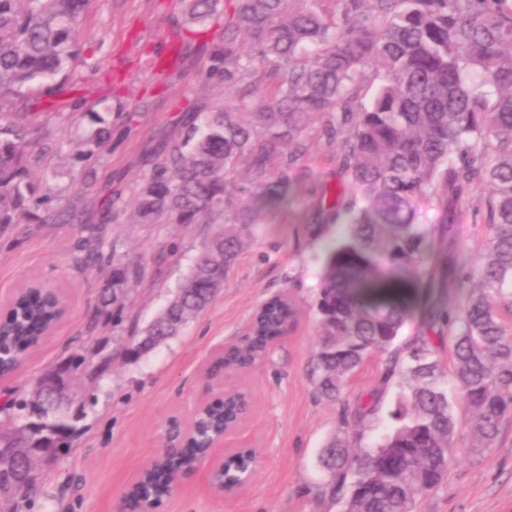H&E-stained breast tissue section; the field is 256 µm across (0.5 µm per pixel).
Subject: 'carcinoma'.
Returning a JSON list of instances; mask_svg holds the SVG:
<instances>
[{
	"instance_id": "1",
	"label": "carcinoma",
	"mask_w": 512,
	"mask_h": 512,
	"mask_svg": "<svg viewBox=\"0 0 512 512\" xmlns=\"http://www.w3.org/2000/svg\"><path fill=\"white\" fill-rule=\"evenodd\" d=\"M87 0H0V235L16 224L53 216L50 188L36 181L33 153L42 127L15 102L37 105L43 82L67 72L77 56ZM186 22L206 25L224 15L222 37L206 51L211 76L236 93L208 110L181 117L182 134L152 151L137 192V224H213L179 288L141 326L132 321L121 351L136 362L179 335L220 292L243 241L264 212L288 206L290 172L317 130L350 185L332 218L349 216L328 248L315 296L319 338L309 380L319 396L341 405L338 433L319 456L329 474L323 493L344 512H415L418 496L438 489L457 463L452 448L461 419L448 384L470 409L471 430L496 437L512 414V0H184ZM376 83L368 102L365 87ZM95 125L76 158H92L110 139L112 121ZM484 185L493 232L475 260L456 257L458 216L445 193L461 197ZM224 206V223L215 210ZM83 261L102 274L94 331L120 316L125 287L144 267L78 242ZM476 288L448 302L445 282ZM288 296L264 302L244 361L266 354L291 316ZM54 302L29 293L16 299L0 327V365H18L54 318ZM426 334L401 355L393 349L408 319ZM451 341L452 368L436 356L433 335ZM388 354L387 384L398 379L386 432L362 444L377 398L350 404L344 390L364 360ZM108 358L81 360L85 394L66 405L46 396L40 428L70 442L87 396ZM29 393L9 394L0 415L30 413ZM7 464L21 478L0 512L38 480L26 456ZM249 466L245 454L225 460L227 475ZM169 471L157 470L132 492L157 502L169 492Z\"/></svg>"
}]
</instances>
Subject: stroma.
Returning a JSON list of instances; mask_svg holds the SVG:
<instances>
[{
	"label": "stroma",
	"instance_id": "stroma-1",
	"mask_svg": "<svg viewBox=\"0 0 512 512\" xmlns=\"http://www.w3.org/2000/svg\"><path fill=\"white\" fill-rule=\"evenodd\" d=\"M222 18L204 32L187 26L181 0H89L79 28L78 58L66 78H55L41 100L38 121L47 150L36 173L47 179L57 210L76 209L80 223L20 224L0 236V304L25 283L39 279L65 289L68 312L44 342L8 376L0 391L29 389L59 357L72 353L97 360L126 333V320L148 322L163 308L212 227L208 224H134L130 217L139 185L158 143L178 137L181 112L213 105L224 84L209 77L201 43L222 33ZM183 54L167 60L175 32ZM92 112L111 114L112 137L91 163L72 153L92 126ZM296 199L273 212L248 239L221 293L182 332L139 361L114 358L94 398L84 408L82 431L59 460L44 465L37 488L18 512H122L124 494L139 471L164 446L168 417H189L206 393L205 368L216 346L241 345L252 313L266 299L288 293L296 315L271 356L250 370L224 377L228 389L249 391L253 411L233 447L246 440L263 463L237 496L225 501L208 493L201 472L183 475L159 512H340L320 497L328 476L318 455L337 429L338 408L320 399L307 369L317 339L315 288L325 239L310 225L331 221L333 197L345 181L335 149L314 135L302 168L292 173ZM471 192L449 200L460 216L457 250L476 257L491 230L483 200ZM103 227L124 258L142 263L123 322L88 341L96 313L99 272L74 260L77 242ZM175 243V256L154 262L159 246ZM387 354L368 357L347 388L348 401L378 396L380 407L364 429L367 442L386 430L396 382H383ZM460 457L439 489L423 494L417 512H512V415L505 416L491 444L469 429L456 438Z\"/></svg>",
	"mask_w": 512,
	"mask_h": 512
}]
</instances>
